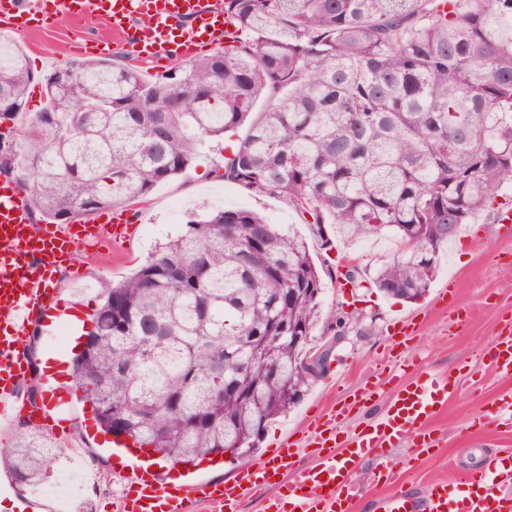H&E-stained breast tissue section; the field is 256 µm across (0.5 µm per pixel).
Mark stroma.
<instances>
[{"label": "stroma", "mask_w": 512, "mask_h": 512, "mask_svg": "<svg viewBox=\"0 0 512 512\" xmlns=\"http://www.w3.org/2000/svg\"><path fill=\"white\" fill-rule=\"evenodd\" d=\"M9 36L26 54L33 75L27 106L29 111H37L43 104L44 80L65 64L61 51L73 41L74 29L65 22L42 32L13 30ZM245 134L241 128L216 142L213 148L197 155L186 172L135 203L143 233L121 256L81 264L76 274L57 278L53 284L56 303L92 315L113 283L144 264L160 244L180 232V225L168 221L173 202L182 203L189 212L244 208L270 220L282 218L306 238L314 262L326 273L321 295L324 317L313 328L310 344L317 348L332 346L328 379H335L336 384L331 387L328 379L319 380L288 415L269 422L261 436L257 458L267 456L287 436L307 431L318 411L348 406L345 428L351 431L384 410L413 376L435 375L458 384L447 404L427 424L436 447L421 454L405 448H387L371 454L356 480L360 495L354 512H376L377 500L388 495V486L372 479L382 462L395 465L404 487L416 496L434 482L461 484L468 474L482 467L487 456L512 446V428L485 421L497 402L512 400V377L495 372L486 357L500 338L512 332V325L507 322L512 315V236L500 233L494 222V206L481 210L470 223L462 225L448 245L441 247L437 277L424 296L414 301L392 298L373 284L380 266L399 250L392 236L350 241L337 235L332 249H323L302 214L285 198L260 196L242 184L220 178L225 157L231 156ZM350 262L357 265L360 273L361 283L356 288L343 284V273ZM443 291L448 294L444 303L438 300ZM336 311L346 316L340 333L326 319L327 314ZM460 311L469 312L470 318L463 326H453ZM407 315L418 322L415 333L394 336L392 320ZM400 347L413 351L420 363L396 376L389 366ZM369 384L374 392L368 406L352 405V393ZM71 419L69 430L52 439L60 452L59 466L71 468L70 458L77 454L88 469L101 472L99 483H85L74 498L87 502L89 512H113V500L123 493L110 463L113 447L105 443L90 403L74 400Z\"/></svg>", "instance_id": "obj_1"}]
</instances>
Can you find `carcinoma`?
Returning a JSON list of instances; mask_svg holds the SVG:
<instances>
[{
  "instance_id": "obj_1",
  "label": "carcinoma",
  "mask_w": 512,
  "mask_h": 512,
  "mask_svg": "<svg viewBox=\"0 0 512 512\" xmlns=\"http://www.w3.org/2000/svg\"><path fill=\"white\" fill-rule=\"evenodd\" d=\"M224 0L247 40L145 80L108 60L67 62L26 109L25 55L9 58L11 119L0 174L37 220L68 224L129 206L182 174L244 123L221 177L282 196L336 233H391L400 251L374 283L428 291L442 245L512 185V0ZM267 108L253 113L262 96ZM324 271L306 241L247 209L189 215L181 232L112 286L72 360L106 433L174 464L253 453L266 424L317 381L298 370L321 316ZM58 454L37 428L0 448V467L36 487Z\"/></svg>"
}]
</instances>
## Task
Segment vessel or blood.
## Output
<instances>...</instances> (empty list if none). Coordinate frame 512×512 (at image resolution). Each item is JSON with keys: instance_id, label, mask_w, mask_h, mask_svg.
I'll return each instance as SVG.
<instances>
[{"instance_id": "obj_1", "label": "vessel or blood", "mask_w": 512, "mask_h": 512, "mask_svg": "<svg viewBox=\"0 0 512 512\" xmlns=\"http://www.w3.org/2000/svg\"><path fill=\"white\" fill-rule=\"evenodd\" d=\"M107 17L111 36L85 38L87 53L121 51L132 63H173L195 57L200 47L217 48L228 42L229 25L223 0H0V25L40 31L65 20ZM128 211L108 213L94 224L36 225L24 193L12 182L0 183V422H12L20 411L30 420L54 428L47 406L29 405L23 391L30 363L24 347L29 325L48 315L55 274L77 254L100 258L102 243L118 252L135 230ZM495 370L512 377V336L499 340L490 358ZM448 399L447 380L429 378L403 386L383 411L357 433L338 442L347 408L318 416L304 439H285L280 448L257 464L240 468L229 481L160 480L149 469L124 473V494L115 512H190L191 505L213 503L222 512H238L240 502L259 487L282 485L283 473L293 475L287 492L270 502L269 512H353L354 476L362 462L378 448L431 447L421 432L436 409ZM314 447L320 463L299 466L302 448ZM512 448L501 449L468 476L467 488L452 495L447 483L428 486L423 499L397 489V473L382 464L376 478L394 491L379 503L381 512H505L512 504Z\"/></svg>"}]
</instances>
